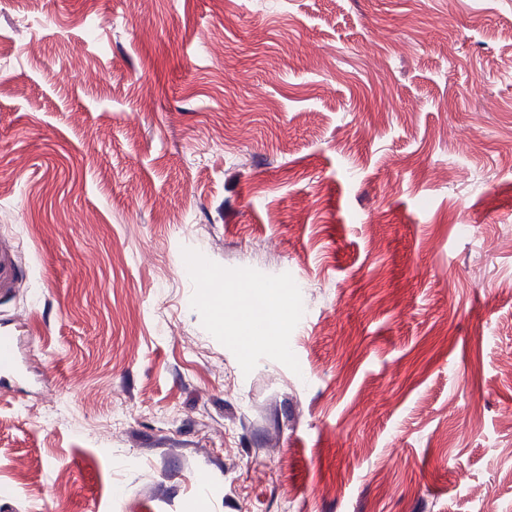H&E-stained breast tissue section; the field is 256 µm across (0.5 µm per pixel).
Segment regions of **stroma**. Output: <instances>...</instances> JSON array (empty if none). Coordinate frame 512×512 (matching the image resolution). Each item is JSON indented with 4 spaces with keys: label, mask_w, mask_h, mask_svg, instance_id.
<instances>
[{
    "label": "stroma",
    "mask_w": 512,
    "mask_h": 512,
    "mask_svg": "<svg viewBox=\"0 0 512 512\" xmlns=\"http://www.w3.org/2000/svg\"><path fill=\"white\" fill-rule=\"evenodd\" d=\"M508 28L0 0V512H512ZM257 293L249 291L243 293L238 299V305L242 311L243 317V332L240 336H244L241 339L242 344L247 345L250 339H254L256 335H258L262 330L256 329V327H252L251 324L254 323L255 320H260L257 315L260 313L254 307V304L257 299H254Z\"/></svg>",
    "instance_id": "35a3bbf8"
}]
</instances>
